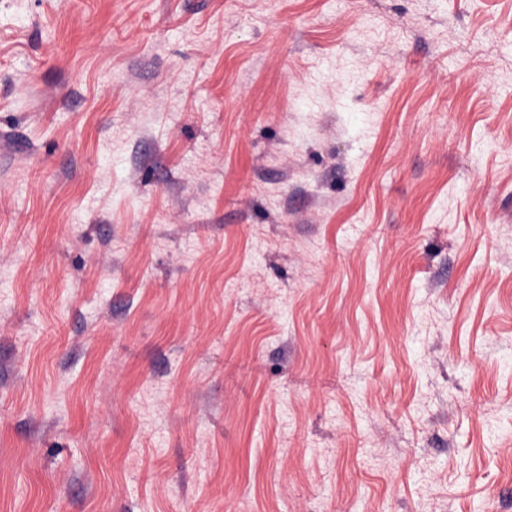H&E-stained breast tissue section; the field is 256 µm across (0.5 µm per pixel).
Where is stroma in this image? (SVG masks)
Here are the masks:
<instances>
[{"label":"stroma","instance_id":"obj_1","mask_svg":"<svg viewBox=\"0 0 512 512\" xmlns=\"http://www.w3.org/2000/svg\"><path fill=\"white\" fill-rule=\"evenodd\" d=\"M0 512H512V0H0Z\"/></svg>","mask_w":512,"mask_h":512}]
</instances>
